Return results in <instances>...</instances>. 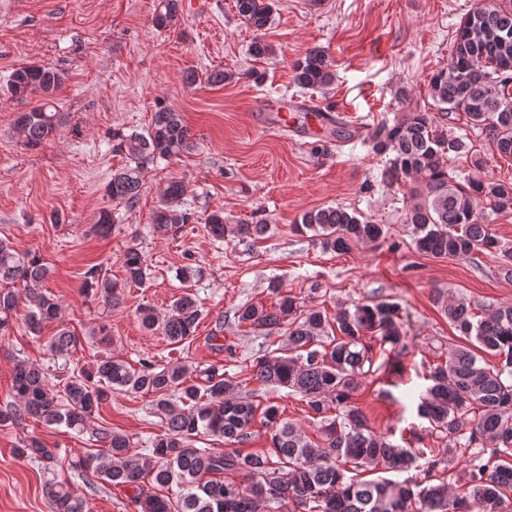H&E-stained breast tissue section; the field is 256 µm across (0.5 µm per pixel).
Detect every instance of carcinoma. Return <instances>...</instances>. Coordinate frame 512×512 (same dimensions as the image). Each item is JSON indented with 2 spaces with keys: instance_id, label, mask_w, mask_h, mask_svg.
<instances>
[{
  "instance_id": "cac0c4a2",
  "label": "carcinoma",
  "mask_w": 512,
  "mask_h": 512,
  "mask_svg": "<svg viewBox=\"0 0 512 512\" xmlns=\"http://www.w3.org/2000/svg\"><path fill=\"white\" fill-rule=\"evenodd\" d=\"M181 0H156L153 24L173 26ZM243 22L258 33L272 15L271 0H236ZM294 81L304 89L327 87L334 80L332 63L313 48L293 67ZM64 83L56 69L25 65L13 70L6 90L24 101L39 96L44 104L20 113L15 123L24 145L39 147L59 127V113L49 98ZM429 94L441 117L452 128L436 129L434 116L413 109L378 124L368 135L371 150L388 159L381 170L388 184L412 178L416 201L406 213L412 226V244L432 257L472 260L478 252H497L502 271L512 277V246L500 241L478 212V203L494 211H512V183L467 177L459 182L448 170L450 156H466L480 170L483 163L471 151L468 136L454 126L487 132L498 153L512 157V0H481L460 22L448 67L434 73ZM195 148L193 134L181 114L171 107L156 112L142 131L115 132L112 151L127 158L112 172L105 191L113 200L134 205L143 188L142 173L154 159L178 158ZM185 186L171 179L160 204L152 212L155 228L168 231L195 220L184 205ZM267 220L229 224L224 212L207 215L205 229L212 240L259 238ZM295 231H312L324 250L346 253L356 242L383 237L379 224L361 219L340 206L319 208L302 215ZM125 282L141 285L147 279L146 256L136 246L124 253ZM49 268L37 254L21 253L0 239V335L20 304L15 284L24 286L29 310V335L42 336L44 326L60 318L56 297L41 291ZM84 286L105 307L121 304V285L101 275L97 266L85 272ZM276 305L247 303L235 312L238 324L266 336L285 333L288 348L266 352L252 363V379L268 394L287 388L305 398L316 436L282 418L277 401L239 396L241 383L212 367L193 374L182 364L156 366L141 359L133 367L118 356L105 355L88 368L66 377L63 393L55 392L48 373L25 360L16 362L12 376L14 401L0 408V426L32 418L82 432L90 429L101 404L114 392L158 395L155 408L164 433L153 438L151 457L140 462L128 455L131 441L109 429H91L102 443L99 452L80 457L76 466L90 490L108 483L129 491L136 512H512V305L488 309L476 318L463 299L442 303L444 314L467 340L450 350L440 364L430 367L429 386L418 404V414L433 432L443 435L446 448L429 459L419 477L397 482L385 477L407 470L416 462L409 448L393 444L368 423L354 401L364 367L372 365V340L396 345L401 341L399 308L393 303L348 305L336 302L333 315L281 292ZM201 310L191 293L177 298L163 317L154 310L140 312L142 326L160 330L173 344L193 335ZM336 326L329 336L325 329ZM78 339L64 325L46 342L51 356L69 355ZM498 358L487 363L482 353ZM269 433L264 451L244 453L235 448H196L194 440L214 436L233 446L252 436L255 420ZM474 449L459 473V492L436 478L460 448ZM19 453L40 462L54 458V449L31 439ZM176 487L175 498L154 488ZM51 512H91L89 500L61 483L45 486Z\"/></svg>"
}]
</instances>
